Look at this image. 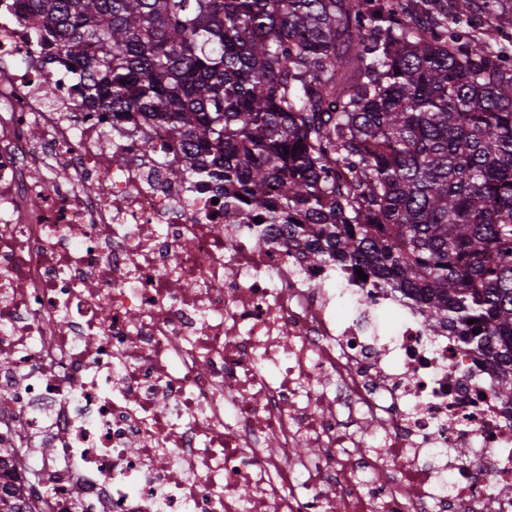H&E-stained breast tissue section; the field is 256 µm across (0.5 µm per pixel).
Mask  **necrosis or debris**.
<instances>
[{
    "mask_svg": "<svg viewBox=\"0 0 512 512\" xmlns=\"http://www.w3.org/2000/svg\"><path fill=\"white\" fill-rule=\"evenodd\" d=\"M39 39L0 0L1 421L37 444L45 512H512L484 357L169 181L164 129L146 153L73 111Z\"/></svg>",
    "mask_w": 512,
    "mask_h": 512,
    "instance_id": "1",
    "label": "necrosis or debris"
}]
</instances>
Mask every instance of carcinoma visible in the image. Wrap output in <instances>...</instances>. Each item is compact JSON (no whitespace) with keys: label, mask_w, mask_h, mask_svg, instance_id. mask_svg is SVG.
I'll return each instance as SVG.
<instances>
[{"label":"carcinoma","mask_w":512,"mask_h":512,"mask_svg":"<svg viewBox=\"0 0 512 512\" xmlns=\"http://www.w3.org/2000/svg\"><path fill=\"white\" fill-rule=\"evenodd\" d=\"M454 2L24 0L80 71L75 109L146 149L163 126L170 180L416 303L512 402V40L478 28L501 0ZM26 451L0 444V470ZM0 512L34 510L3 485Z\"/></svg>","instance_id":"1"}]
</instances>
